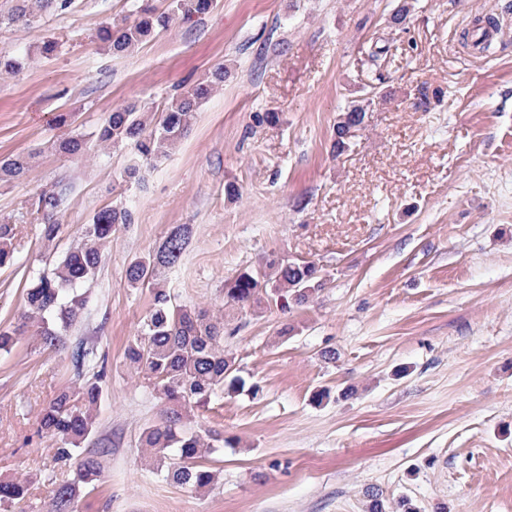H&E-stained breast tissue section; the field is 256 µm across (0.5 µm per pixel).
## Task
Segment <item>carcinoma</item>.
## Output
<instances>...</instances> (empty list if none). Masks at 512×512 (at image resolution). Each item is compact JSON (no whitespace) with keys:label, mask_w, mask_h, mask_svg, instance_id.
Listing matches in <instances>:
<instances>
[{"label":"carcinoma","mask_w":512,"mask_h":512,"mask_svg":"<svg viewBox=\"0 0 512 512\" xmlns=\"http://www.w3.org/2000/svg\"><path fill=\"white\" fill-rule=\"evenodd\" d=\"M131 7L136 19L131 24L106 23L98 38L108 52L126 55L147 41L159 28H167L179 19L205 14L216 0H171V8L157 14L148 7ZM72 0H16L11 12L0 16V24H22L34 27L48 9L65 11ZM489 31L474 24L463 32V39L473 48L488 47ZM228 71L220 64L159 111L138 103H128L113 110L96 134L98 145L108 150L132 147L144 162H154L167 156L187 133L197 106L223 86ZM365 108L351 101L339 113L336 122L334 148L341 152L347 147V127L363 122ZM54 150L69 156L86 153L87 142L80 135H66L53 144ZM31 156L22 153L0 158V183L21 179L29 169ZM64 203V191L43 190L29 203L31 214L39 221L41 238L51 243L57 237L61 223L58 214ZM131 221L125 209L104 208L92 223L85 225L82 242L62 256L50 270L31 276L25 293L27 310L20 321L0 324V353L8 354L19 336L34 329L41 343L51 349L66 346L68 328L85 308L86 300L79 287L93 279L103 260L102 248L120 224ZM14 232L10 221L0 219V267L10 264L13 257ZM190 243L185 227L173 229L158 249L133 261L127 270V283L132 288L148 287L153 293V307L146 316L141 333L131 340L126 359L140 372L165 400L161 421L143 432L144 447L154 450L159 472L180 486L196 490L214 484L216 472L203 466L199 459L204 451L215 452L231 439L210 431L204 435L185 428V419L196 404H207L218 394L238 393L245 382L235 375V357L224 350V317H216L202 307H187L173 303L170 290L160 279L163 270L179 265ZM320 269L311 261L285 262L274 255L256 271H245L224 284V304L245 309L272 301L283 312L313 301L322 290ZM71 362L75 371L81 400L70 392L57 394L41 410L38 432L60 442L55 448L56 460L75 464L76 476L55 490L52 512H67L79 487L88 485L100 473L99 456L105 450L86 452L80 448L95 428L93 408L99 403L107 384L108 367L105 354L97 346L77 342L71 347ZM177 461H170V452ZM27 486L14 480L0 479V504L20 500Z\"/></svg>","instance_id":"carcinoma-1"}]
</instances>
